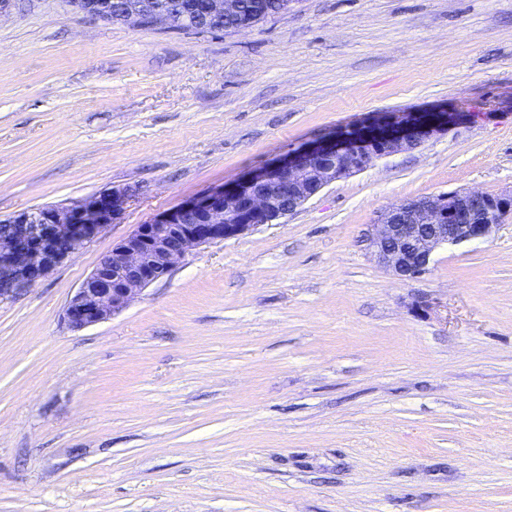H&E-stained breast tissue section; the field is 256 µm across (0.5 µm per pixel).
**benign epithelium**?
Instances as JSON below:
<instances>
[{"instance_id":"benign-epithelium-1","label":"benign epithelium","mask_w":512,"mask_h":512,"mask_svg":"<svg viewBox=\"0 0 512 512\" xmlns=\"http://www.w3.org/2000/svg\"><path fill=\"white\" fill-rule=\"evenodd\" d=\"M206 11L237 20L233 31L256 26L263 12L241 19L242 0H206ZM142 26L171 18L158 0L136 4L112 17ZM460 112H399L370 123L336 129L245 180L222 185L140 224L112 247L69 299L64 321L75 330L97 325L125 310L145 287L166 276L193 248L271 224L304 205L326 185L361 171L374 160L414 149L463 120ZM128 193L106 190L69 206H40L0 219V302L34 287L58 264L76 256L124 211ZM512 214V193L452 191L385 210L367 241L383 267L403 281L428 271L433 252L450 243L490 237Z\"/></svg>"}]
</instances>
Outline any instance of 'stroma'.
<instances>
[{
  "instance_id": "1",
  "label": "stroma",
  "mask_w": 512,
  "mask_h": 512,
  "mask_svg": "<svg viewBox=\"0 0 512 512\" xmlns=\"http://www.w3.org/2000/svg\"><path fill=\"white\" fill-rule=\"evenodd\" d=\"M466 113L276 224L190 250L80 331L70 297L161 212L396 112ZM128 190L0 303V512H512V214L402 282L390 205L512 190V0H292L247 31L0 14V218Z\"/></svg>"
}]
</instances>
